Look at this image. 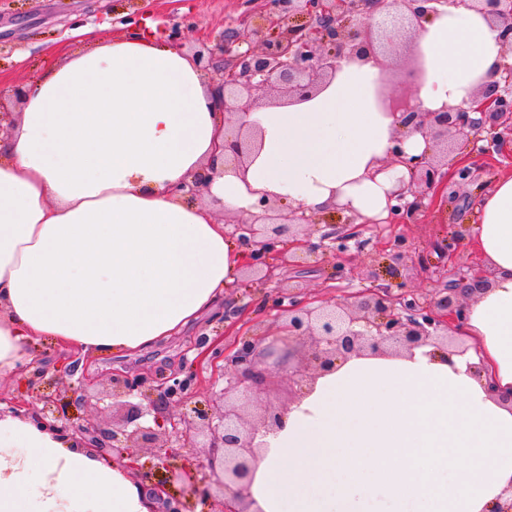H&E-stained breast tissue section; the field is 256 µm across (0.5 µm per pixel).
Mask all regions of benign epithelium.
<instances>
[{
  "label": "benign epithelium",
  "mask_w": 512,
  "mask_h": 512,
  "mask_svg": "<svg viewBox=\"0 0 512 512\" xmlns=\"http://www.w3.org/2000/svg\"><path fill=\"white\" fill-rule=\"evenodd\" d=\"M449 3L484 14L508 41L507 51H512V0H271L272 11L250 15L241 27L229 26L221 32L219 57L206 59L199 54L197 63L207 64L216 73L215 85L224 94L226 112L245 115L257 109L259 93L269 90L289 104L298 103L313 97L344 63L366 54L376 60L379 49L395 47L405 34L417 35L426 17ZM484 95L485 104L473 118L463 107L419 112L412 104L395 102L385 90L378 93L382 111L401 113L403 124L427 130L432 139L430 148L408 160L401 157V139H396L398 147L386 165H404L409 180H400V188L391 195L397 204L389 207L388 222H417L447 184L448 168L460 180L469 179L471 171L454 164V151L467 148L483 153L477 134L486 124L512 134V63L503 64L499 81ZM255 143L256 131L241 122L237 134L224 139V163L245 169ZM257 207L261 213L253 221L233 224V235L248 251L246 267L263 281L272 278L271 256L281 254L286 264L296 258L280 248L287 238L308 253L325 249L341 257L348 251L350 234L334 227L321 234L319 244L311 243L307 227L315 225V214L301 207L280 208L265 198ZM469 280L463 274L451 285L442 284L426 302L403 287L379 286L316 307L307 306L299 299L300 291L290 288L273 299L282 319L280 330L286 333L284 349L272 344L260 348L245 339L241 346L226 351L219 340L203 336L195 344V370L183 377L175 373L157 386L143 374L115 377L109 397H138L140 402L129 406L122 427L112 431L102 427L95 412L82 417L70 414L71 405L88 400L80 388L74 389L71 400L53 392L40 394L42 408L35 414L46 426L70 434L95 449L99 457L134 473L143 469L136 450L160 437L186 449L206 448V468L217 477L223 496L237 503L233 509L223 507V512H250L247 489L256 435L277 425L284 411L268 407L257 422L247 416L246 408L264 390L263 366L289 367L292 345L307 341L311 351L306 362L288 374L313 380L340 357L403 351L446 337L457 330L468 307L466 293L474 291ZM203 366L224 374L222 407L216 412L196 410L191 419L173 414L172 407L183 404L191 393L196 368ZM150 469L167 474V480L151 488L162 512H193L190 502L168 491L167 482L182 479L185 472L166 446L156 447Z\"/></svg>",
  "instance_id": "1"
}]
</instances>
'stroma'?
<instances>
[{
	"mask_svg": "<svg viewBox=\"0 0 512 512\" xmlns=\"http://www.w3.org/2000/svg\"><path fill=\"white\" fill-rule=\"evenodd\" d=\"M264 0H0V88L8 90L29 87L47 64L63 51L80 47L73 32L78 28L93 30L98 39L112 38L143 26L145 20L155 22L164 39L173 40L176 48L192 53L201 45H215L216 37L252 5ZM414 41L384 58L389 69L386 89L397 100L412 96L414 84L411 69ZM492 127L481 129L478 137L488 146L486 155L475 157L458 151L463 165L471 167L472 178L459 183L449 177L444 193L447 206L423 213L417 224H368L358 229L356 248L350 258L339 263L329 252L317 251L286 267L274 268L272 279L260 284L251 276L236 273L234 288L225 290L226 302L238 305L240 311L225 324L222 345L234 348L246 336L266 331L276 333L279 319L271 307L272 296L296 286L306 302L318 303L340 299L344 295L390 283L385 271L391 245L398 237H406L409 253L400 267L406 288L420 299H430L438 282L456 279L457 262L439 257L438 245L460 225L475 223L481 190L498 177L512 172V141L492 146ZM216 315H208L195 326L170 341L125 356L90 358L81 353L62 350L51 341L30 344L32 361L28 374L0 380V399L23 398L35 401L48 383L69 388L77 385L86 390L88 402L74 405L77 414L93 409L92 397L108 392L109 379L115 373H144L161 382L172 373L189 372L197 351L200 334L211 333ZM75 363L73 375L62 374V361Z\"/></svg>",
	"mask_w": 512,
	"mask_h": 512,
	"instance_id": "stroma-1",
	"label": "stroma"
}]
</instances>
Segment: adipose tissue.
<instances>
[{
	"mask_svg": "<svg viewBox=\"0 0 512 512\" xmlns=\"http://www.w3.org/2000/svg\"><path fill=\"white\" fill-rule=\"evenodd\" d=\"M419 111L478 108L505 46L480 13L442 7L417 37ZM382 75L363 58L301 103L256 109L246 171L225 166L203 201L179 188L222 156L223 106L195 61L140 32L68 56L31 86L0 139V377L28 341L97 358L181 334L216 309L244 249L214 213L250 219L260 198L382 221L405 177L387 166L430 145L382 111ZM471 241L490 270L458 328L466 352L428 343L351 356L319 376L258 436L255 512H493L512 489V175L483 195ZM120 465L0 414V512H153Z\"/></svg>",
	"mask_w": 512,
	"mask_h": 512,
	"instance_id": "1",
	"label": "adipose tissue"
}]
</instances>
